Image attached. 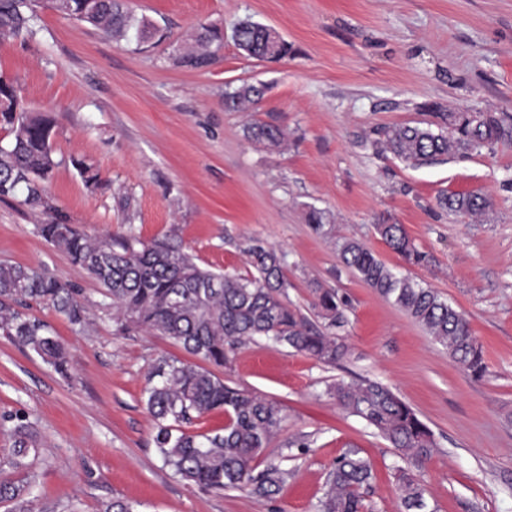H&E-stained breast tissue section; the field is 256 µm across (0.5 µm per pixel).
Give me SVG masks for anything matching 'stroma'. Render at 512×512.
Wrapping results in <instances>:
<instances>
[{"instance_id":"1","label":"stroma","mask_w":512,"mask_h":512,"mask_svg":"<svg viewBox=\"0 0 512 512\" xmlns=\"http://www.w3.org/2000/svg\"><path fill=\"white\" fill-rule=\"evenodd\" d=\"M163 38L116 39L37 7L35 36L0 43V77L27 110L52 111L60 164L49 202L89 235L175 234L198 264L252 275L254 239L284 256L283 300L318 327L312 283L346 303L337 329L346 357L329 366L262 338L245 342L221 369L225 382L279 402L285 420L258 456L287 474L267 500L246 490L207 492L165 467L141 401L156 360L183 351L163 336L117 334L99 284L36 231L21 197L0 200V261L74 284L91 323L32 312L68 348L74 380L0 335V480L23 479L8 464L10 415H26L40 443L32 494L65 512H100L120 497L137 512H318L337 457L357 451L373 467L369 512H404L396 473L401 451L331 395L336 382L388 386L432 432L423 469L432 512H512V145L410 165L378 141L386 129L442 111L512 118V0H133ZM244 20L273 28L289 52L244 56L233 31ZM224 30L217 61L191 70L174 59L199 25ZM263 87L257 105L226 111L242 83ZM252 121L280 124L285 148L248 140ZM96 168L108 188L85 183L70 157ZM479 191L492 205L471 219L442 209L441 194ZM331 229L315 233L309 207ZM403 225L429 254L407 265L375 230ZM356 239L396 274L433 289L468 318L486 369L473 377L425 329L338 258Z\"/></svg>"}]
</instances>
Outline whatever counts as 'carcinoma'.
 <instances>
[{
  "label": "carcinoma",
  "instance_id": "obj_1",
  "mask_svg": "<svg viewBox=\"0 0 512 512\" xmlns=\"http://www.w3.org/2000/svg\"><path fill=\"white\" fill-rule=\"evenodd\" d=\"M86 0H53L59 12L124 38L135 30L138 42L152 40L154 25L136 20L127 0H97L89 11ZM35 0H0V41L34 33ZM239 47L257 56L272 45L265 26L244 20L236 27ZM223 42L215 26L202 25L190 35V43L175 60L179 67L205 69L217 61L211 47ZM264 90L243 85L224 97V106L235 110L255 103ZM424 126H399L386 132L385 147L414 166L468 150L512 143V124L494 112H433ZM0 124L11 139L0 145V199L23 195V204L34 215L50 209L46 182L59 165L53 157L56 120L48 112L19 108L14 85L0 79ZM249 140L276 149L286 139L285 129L273 123H253L246 129ZM85 182L102 185L94 168L81 158H71ZM438 205L462 215H476L489 206L479 193L444 195ZM384 243L408 263L426 265L429 256L418 250L400 224H378ZM37 232L61 248L71 262L84 269L101 287L105 307L112 309L116 331H144L166 336L187 354L190 362L175 356L157 359L142 402L154 422V444L163 463L182 480L203 490L250 489L270 499L280 491L285 472L270 463L258 471L253 461L281 430L284 419L278 402L224 383L215 369L227 366L231 354L246 340L264 338L287 345L315 360L334 365L347 354L344 344L331 333L313 327L288 308L281 295L288 287L283 256L259 240L245 248L256 275L246 278L216 273L201 267L196 258L169 234L144 242L133 235L92 238L74 224L43 222ZM339 259L395 306L422 325L429 336L446 349L452 361L479 377L485 371L483 349L472 335L465 315L429 288L408 277H399L376 254L353 239L338 248ZM315 306L327 327L345 322L344 303L335 291L313 284ZM79 290L46 272L0 263V335L38 356L65 380L72 379L70 357L51 327L26 312L36 302L53 309L80 328L87 322V308ZM338 404L376 428L403 452L406 466L397 480L405 512H428L426 489L417 474L431 458L434 443L429 427L417 413L387 386L371 380L338 382L332 388ZM214 410L224 411V429L190 434L185 426ZM11 468L27 471L26 481H0V501L12 512H50L33 507L31 489L36 473L39 442L25 417H17ZM372 478L369 461L347 452L331 470L319 512H363V489Z\"/></svg>",
  "mask_w": 512,
  "mask_h": 512
}]
</instances>
